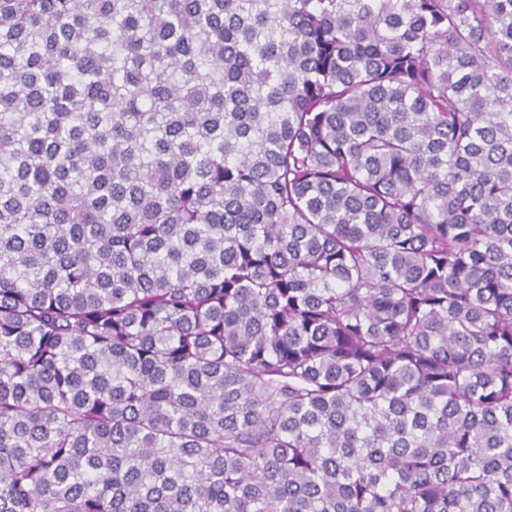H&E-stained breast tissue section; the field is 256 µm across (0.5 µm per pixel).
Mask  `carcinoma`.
I'll list each match as a JSON object with an SVG mask.
<instances>
[{"label": "carcinoma", "mask_w": 512, "mask_h": 512, "mask_svg": "<svg viewBox=\"0 0 512 512\" xmlns=\"http://www.w3.org/2000/svg\"><path fill=\"white\" fill-rule=\"evenodd\" d=\"M0 512H512V0H0Z\"/></svg>", "instance_id": "carcinoma-1"}]
</instances>
